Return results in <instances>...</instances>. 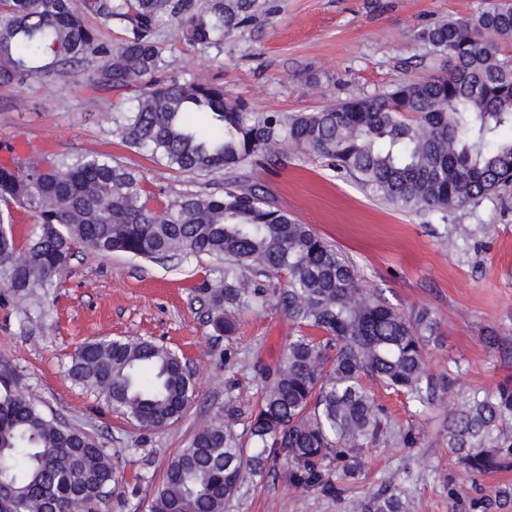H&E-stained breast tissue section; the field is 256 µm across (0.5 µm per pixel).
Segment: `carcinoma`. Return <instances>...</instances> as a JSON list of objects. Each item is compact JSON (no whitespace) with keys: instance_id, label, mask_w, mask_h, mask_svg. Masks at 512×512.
Listing matches in <instances>:
<instances>
[{"instance_id":"obj_1","label":"carcinoma","mask_w":512,"mask_h":512,"mask_svg":"<svg viewBox=\"0 0 512 512\" xmlns=\"http://www.w3.org/2000/svg\"><path fill=\"white\" fill-rule=\"evenodd\" d=\"M252 0H0V90L28 79L47 86L78 67L92 86H138L136 106L112 112V134L190 175L233 173L252 162L306 150L403 209L446 213L512 184V7L500 0L470 19H448L418 37L448 55V72L376 96L314 112L259 115L224 87L198 79L157 80V38L206 47L251 18ZM119 22L127 37L105 41L88 24ZM136 172L106 154L0 166V288L46 287L74 250L156 260L207 255L224 261L202 289L210 323L228 338L236 313L275 304L298 328L249 414L250 449L229 423L201 426L169 461L150 512H224L244 474L261 479L270 462L288 464L303 489L342 497L363 476L361 451L383 432L368 377L421 409L436 386L424 341L436 324L413 317L361 287L352 262L307 224L265 196L231 183L221 194L180 191L158 210ZM37 218L16 238L13 211ZM283 276L287 285L271 281ZM68 377L104 395L144 428L186 413L193 378L172 349L147 339L83 342ZM448 447L473 479L512 461V385L472 393L448 416ZM0 512H90L112 496L115 468L95 436L61 425L0 379ZM351 512H411L391 483L350 501Z\"/></svg>"}]
</instances>
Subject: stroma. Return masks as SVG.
Here are the masks:
<instances>
[{"mask_svg":"<svg viewBox=\"0 0 512 512\" xmlns=\"http://www.w3.org/2000/svg\"><path fill=\"white\" fill-rule=\"evenodd\" d=\"M253 18L220 44L165 46L167 76L220 83L256 113L314 112L347 99L444 73L446 55L418 37L448 18H464L489 0H253ZM83 73L49 89L39 83L0 93V144L16 140L32 158L110 155L166 196L190 189L222 193L231 176L196 177L127 148L112 134L115 106L136 103L85 86ZM242 186L263 193L299 223L311 225L353 263L366 287L383 291L408 314L428 311L437 329L424 350L439 399L416 410L373 380L366 386L387 427L362 451L366 475L352 496L389 483L404 486L414 512H471L472 500L512 490V467L468 479L448 448V414L474 391L512 382V187L443 214L378 200L353 178L310 153L240 170ZM219 263L200 256L148 261L79 249L50 287L17 296L0 290V371L18 393L72 427L99 438L118 482L95 512H149L174 453L195 431L225 420L230 400L246 411L263 387L261 367L278 363L296 330L278 308L239 315L233 338L214 332L201 290ZM99 336L148 338L183 356L197 394L182 419L146 429L112 409L100 393L74 384L67 368L77 347ZM234 366H226V351ZM345 501L291 484L283 463L258 484H244L226 512H345Z\"/></svg>","mask_w":512,"mask_h":512,"instance_id":"obj_1","label":"stroma"}]
</instances>
